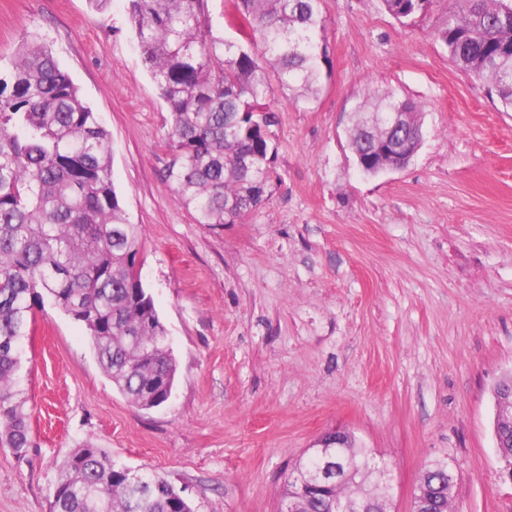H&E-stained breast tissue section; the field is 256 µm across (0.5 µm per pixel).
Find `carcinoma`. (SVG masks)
<instances>
[{
  "label": "carcinoma",
  "mask_w": 512,
  "mask_h": 512,
  "mask_svg": "<svg viewBox=\"0 0 512 512\" xmlns=\"http://www.w3.org/2000/svg\"><path fill=\"white\" fill-rule=\"evenodd\" d=\"M143 64L169 111L166 177L198 224L241 223L270 186L274 110L268 70L292 99H310L327 62L320 0H239L247 43L213 36L205 0H125ZM433 0H382L397 20L429 11ZM449 59L477 74L512 112V0H453L438 30ZM372 112L421 113L392 91L356 109L355 129ZM139 228L126 221L112 180L108 131L50 46L34 35L0 59V443L30 447L20 388L34 309L50 304L86 330L113 386L133 405H164L176 360L167 331L137 266ZM498 457L512 464V427L496 428ZM339 484L288 481L284 498L310 512H333L340 498L356 506L369 495L388 505L392 478L374 472L368 448L344 441ZM50 512H194L166 478L132 473L87 442L66 463ZM448 462L430 463L421 512H451Z\"/></svg>",
  "instance_id": "obj_1"
}]
</instances>
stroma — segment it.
Returning a JSON list of instances; mask_svg holds the SVG:
<instances>
[{
  "mask_svg": "<svg viewBox=\"0 0 512 512\" xmlns=\"http://www.w3.org/2000/svg\"><path fill=\"white\" fill-rule=\"evenodd\" d=\"M452 0L402 23L381 0H323L328 63L314 100L280 99L270 192L208 226L165 179L169 114L123 0H0V58L49 45L100 113L112 179L177 362L163 406L112 385L85 329L35 309L23 367L31 444H0V512H49L85 442L163 474L195 512H279L313 444L336 430L393 477L411 512L434 460L453 512H512L493 391L512 372V112L451 63L436 33ZM422 108L402 168L363 174L347 131L367 91Z\"/></svg>",
  "mask_w": 512,
  "mask_h": 512,
  "instance_id": "35a3bbf8",
  "label": "stroma"
}]
</instances>
